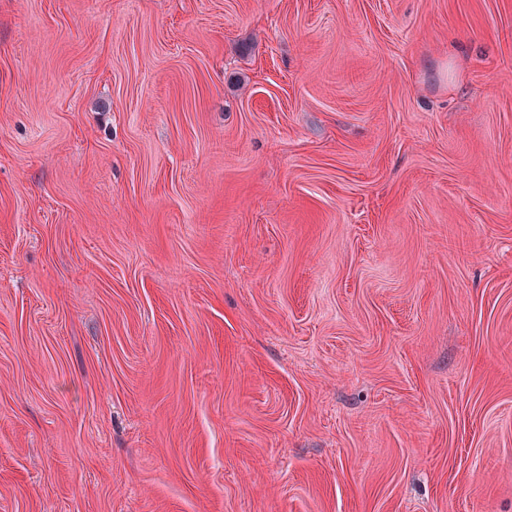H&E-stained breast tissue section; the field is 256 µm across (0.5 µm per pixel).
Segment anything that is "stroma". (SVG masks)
<instances>
[{
  "label": "stroma",
  "mask_w": 512,
  "mask_h": 512,
  "mask_svg": "<svg viewBox=\"0 0 512 512\" xmlns=\"http://www.w3.org/2000/svg\"><path fill=\"white\" fill-rule=\"evenodd\" d=\"M0 512H512V0H0Z\"/></svg>",
  "instance_id": "stroma-1"
}]
</instances>
